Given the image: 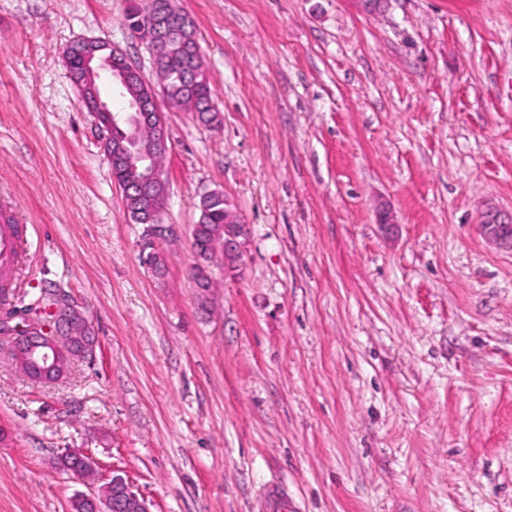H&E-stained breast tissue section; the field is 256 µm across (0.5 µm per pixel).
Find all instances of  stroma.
<instances>
[{
	"instance_id": "1",
	"label": "stroma",
	"mask_w": 512,
	"mask_h": 512,
	"mask_svg": "<svg viewBox=\"0 0 512 512\" xmlns=\"http://www.w3.org/2000/svg\"><path fill=\"white\" fill-rule=\"evenodd\" d=\"M132 3L0 0L17 291L98 337L55 384L0 356V512H70L66 448L151 512H512V249L480 224L512 211V0H177L223 123L164 114L160 272L63 59L97 38L155 81ZM210 191L250 234L202 296Z\"/></svg>"
}]
</instances>
